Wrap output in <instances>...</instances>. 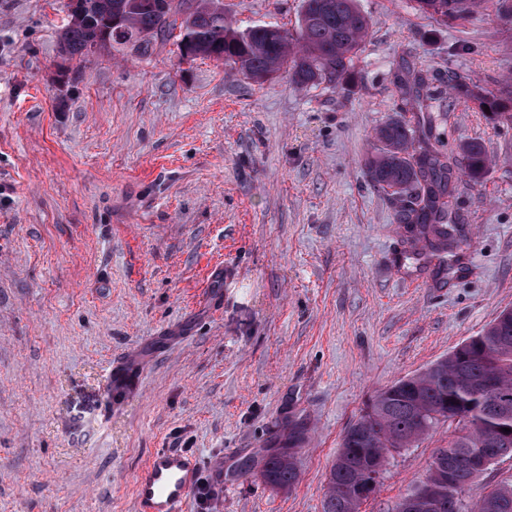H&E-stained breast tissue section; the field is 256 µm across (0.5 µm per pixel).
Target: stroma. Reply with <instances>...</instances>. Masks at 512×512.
Instances as JSON below:
<instances>
[{
	"label": "stroma",
	"instance_id": "obj_1",
	"mask_svg": "<svg viewBox=\"0 0 512 512\" xmlns=\"http://www.w3.org/2000/svg\"><path fill=\"white\" fill-rule=\"evenodd\" d=\"M358 4L355 79L301 89L172 44L66 61L61 0H0V512H138L156 448L223 459L212 512H322L369 402L512 308V121L448 89H511L512 25ZM300 10L224 0L242 28L293 30ZM417 72L432 144L490 159L454 177L466 243L447 272L365 167L377 128L411 119L398 79ZM121 358L137 368L119 393ZM298 417L291 491L234 477ZM448 440L442 423L393 451L362 512H396ZM488 157L479 143H468L461 149V157L456 161L458 170H461L472 181H478L488 167Z\"/></svg>",
	"mask_w": 512,
	"mask_h": 512
}]
</instances>
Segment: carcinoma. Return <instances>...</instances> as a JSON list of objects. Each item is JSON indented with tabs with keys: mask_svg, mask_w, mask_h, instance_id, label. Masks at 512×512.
I'll return each instance as SVG.
<instances>
[{
	"mask_svg": "<svg viewBox=\"0 0 512 512\" xmlns=\"http://www.w3.org/2000/svg\"><path fill=\"white\" fill-rule=\"evenodd\" d=\"M417 10L446 23L469 17L492 2L512 17V0H414ZM86 17L64 26L60 48L67 59H84L90 46L99 52L146 56L158 44L184 38L195 55L213 59L261 83L284 71L301 88L326 84L342 87L355 75V61L371 26L356 0H303L298 29L290 33L272 24L234 27L224 15V0H88ZM121 24L110 27L112 17ZM404 105L421 110L431 92L419 77L409 90L401 86ZM456 96L489 107L512 120V92L492 94L460 77L451 79ZM482 146L468 143L451 162L433 149L410 124L390 118L376 132L366 159L373 186L401 207L403 223L437 255L456 256L463 239L451 207L454 169L477 181L488 167ZM451 410L472 423L455 441L448 479L429 467L424 480L404 497L396 512H463L461 493L478 475L470 456L490 448L512 456V318L493 320L462 351H451L425 369L406 376L373 399L368 411L345 433L330 469L323 512H358L359 487L377 472L388 455L410 448L430 435L439 412ZM510 432L505 433L503 429ZM307 425L295 421L288 436L256 459L242 461L237 476L255 477L276 492H289L299 477V450ZM473 512H512V484L493 488L474 503Z\"/></svg>",
	"mask_w": 512,
	"mask_h": 512,
	"instance_id": "1",
	"label": "carcinoma"
}]
</instances>
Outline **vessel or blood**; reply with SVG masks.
<instances>
[{
	"label": "vessel or blood",
	"instance_id": "b4317fda",
	"mask_svg": "<svg viewBox=\"0 0 512 512\" xmlns=\"http://www.w3.org/2000/svg\"><path fill=\"white\" fill-rule=\"evenodd\" d=\"M201 467L199 457L191 452L154 449L133 485L139 512H186L196 492Z\"/></svg>",
	"mask_w": 512,
	"mask_h": 512
}]
</instances>
